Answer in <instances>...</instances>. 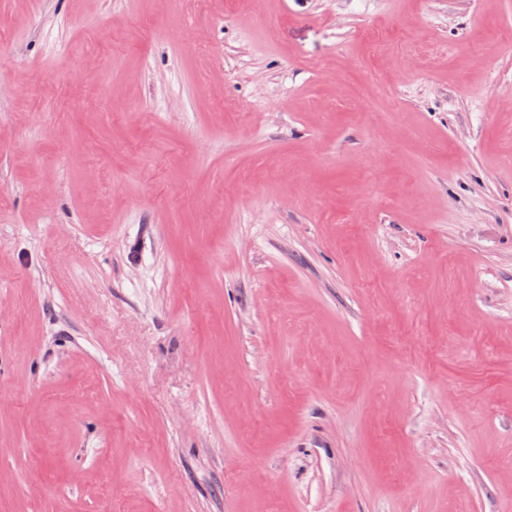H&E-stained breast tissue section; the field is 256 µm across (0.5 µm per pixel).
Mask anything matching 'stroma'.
<instances>
[{"label":"stroma","instance_id":"obj_1","mask_svg":"<svg viewBox=\"0 0 512 512\" xmlns=\"http://www.w3.org/2000/svg\"><path fill=\"white\" fill-rule=\"evenodd\" d=\"M0 31V512H512V0Z\"/></svg>","mask_w":512,"mask_h":512}]
</instances>
